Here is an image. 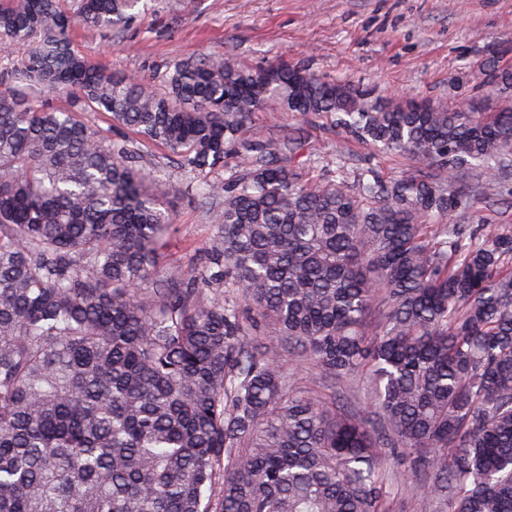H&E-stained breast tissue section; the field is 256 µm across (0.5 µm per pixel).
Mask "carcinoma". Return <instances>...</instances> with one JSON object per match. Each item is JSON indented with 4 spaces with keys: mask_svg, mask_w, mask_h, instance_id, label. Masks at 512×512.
<instances>
[{
    "mask_svg": "<svg viewBox=\"0 0 512 512\" xmlns=\"http://www.w3.org/2000/svg\"><path fill=\"white\" fill-rule=\"evenodd\" d=\"M147 11L0 0V60L25 49L0 72V512H388L385 448L430 471L424 505L512 512V229L465 223L512 209V108L230 56L147 80L72 43ZM272 102L410 168L333 170L255 122ZM170 164L217 208L186 273L163 265ZM299 362L367 378L370 405ZM293 372L305 385L311 387L323 396H329L336 391V397H338L339 394L345 395L350 400H355L360 403L362 407L368 406V401L362 393V381L354 383L336 381V385H334L329 380L321 378L318 371L314 369L311 364L306 362L296 365Z\"/></svg>",
    "mask_w": 512,
    "mask_h": 512,
    "instance_id": "1",
    "label": "carcinoma"
}]
</instances>
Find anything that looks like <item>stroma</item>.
Instances as JSON below:
<instances>
[{"mask_svg": "<svg viewBox=\"0 0 512 512\" xmlns=\"http://www.w3.org/2000/svg\"><path fill=\"white\" fill-rule=\"evenodd\" d=\"M74 45L117 73L153 77L168 61L230 55L252 67L302 63L366 91L380 103L401 95L481 109L512 104V85H487L492 65L512 69V0H154L120 31L75 26ZM167 174L177 232L165 264L188 270L214 230V216ZM389 512L423 508L408 465L389 460Z\"/></svg>", "mask_w": 512, "mask_h": 512, "instance_id": "obj_1", "label": "stroma"}]
</instances>
